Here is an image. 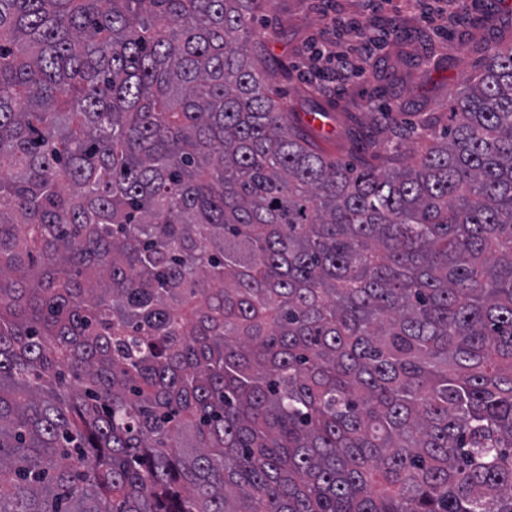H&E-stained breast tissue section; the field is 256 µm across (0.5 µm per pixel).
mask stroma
I'll use <instances>...</instances> for the list:
<instances>
[{
	"instance_id": "obj_1",
	"label": "stroma",
	"mask_w": 512,
	"mask_h": 512,
	"mask_svg": "<svg viewBox=\"0 0 512 512\" xmlns=\"http://www.w3.org/2000/svg\"><path fill=\"white\" fill-rule=\"evenodd\" d=\"M319 0H270L257 17L264 32L263 49L273 62L287 65L290 76L275 91L291 118L325 111L324 135L318 145L331 158L353 161L363 156L376 135L372 113L392 111L405 126L426 113L447 111L448 100L467 86L482 65L486 50L512 43V12L494 0H466L451 15L427 23L403 0H385L370 10L367 0H336V11L364 16L383 42L366 73L350 81L326 78L310 87L300 75L309 64L325 20Z\"/></svg>"
}]
</instances>
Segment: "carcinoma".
Returning <instances> with one entry per match:
<instances>
[{"mask_svg": "<svg viewBox=\"0 0 512 512\" xmlns=\"http://www.w3.org/2000/svg\"><path fill=\"white\" fill-rule=\"evenodd\" d=\"M267 0H0V512H512V44L331 160Z\"/></svg>", "mask_w": 512, "mask_h": 512, "instance_id": "1", "label": "carcinoma"}]
</instances>
